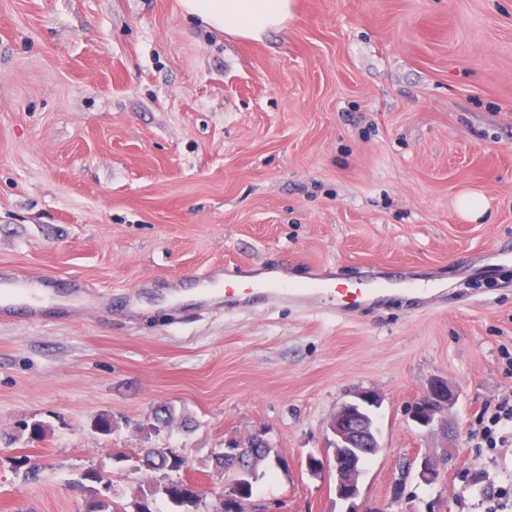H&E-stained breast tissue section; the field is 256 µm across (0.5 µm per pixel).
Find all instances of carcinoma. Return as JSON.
I'll list each match as a JSON object with an SVG mask.
<instances>
[{
  "instance_id": "obj_1",
  "label": "carcinoma",
  "mask_w": 512,
  "mask_h": 512,
  "mask_svg": "<svg viewBox=\"0 0 512 512\" xmlns=\"http://www.w3.org/2000/svg\"><path fill=\"white\" fill-rule=\"evenodd\" d=\"M279 456L277 449L270 444H261L255 450L251 467L257 477L261 478L265 472L262 466H270L272 460ZM190 467L189 457L182 451L172 448H147L143 451V466L136 472L135 480L139 481L153 474H160V478L151 481L147 488L139 491L133 499L126 502L115 501L100 493L95 485L102 482L101 475L90 470L83 476V480L92 483L87 489V499L91 505L90 512H153L150 503L153 497L161 495L174 507L175 512H201L200 506L204 498L191 492L180 491L181 472Z\"/></svg>"
}]
</instances>
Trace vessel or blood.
Segmentation results:
<instances>
[{
  "instance_id": "b4317fda",
  "label": "vessel or blood",
  "mask_w": 512,
  "mask_h": 512,
  "mask_svg": "<svg viewBox=\"0 0 512 512\" xmlns=\"http://www.w3.org/2000/svg\"><path fill=\"white\" fill-rule=\"evenodd\" d=\"M404 295L410 296L415 307L425 308L445 300V291L424 288L406 281L402 284ZM390 291L364 284L359 288H342L335 282L325 281L313 286H300L271 279L259 282L245 270H238L224 277V308L228 311H246L259 304H286L304 306L330 316H343L349 312L381 305ZM28 301L31 310L43 308L39 292L29 289L28 282L10 276L0 277V312L12 309L14 302Z\"/></svg>"
}]
</instances>
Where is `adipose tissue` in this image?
Listing matches in <instances>:
<instances>
[{"label":"adipose tissue","mask_w":512,"mask_h":512,"mask_svg":"<svg viewBox=\"0 0 512 512\" xmlns=\"http://www.w3.org/2000/svg\"><path fill=\"white\" fill-rule=\"evenodd\" d=\"M180 6L214 31L258 41L287 24L294 0H180Z\"/></svg>","instance_id":"adipose-tissue-1"}]
</instances>
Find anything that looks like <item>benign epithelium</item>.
<instances>
[{"label":"benign epithelium","mask_w":512,"mask_h":512,"mask_svg":"<svg viewBox=\"0 0 512 512\" xmlns=\"http://www.w3.org/2000/svg\"><path fill=\"white\" fill-rule=\"evenodd\" d=\"M455 394L448 384L436 380L426 388L408 406V418L419 429H433L445 426V415L453 405ZM380 403L379 395L374 391H360L353 399L343 403L328 422L326 431L331 435L327 450L331 451L335 471L334 491L336 499L350 503L348 512H358L355 501L361 497L364 468L362 460L375 456L381 449L379 427L373 409ZM253 449L238 444L224 448V460L228 467L224 473L231 478L224 479L221 491L216 493L210 487L192 485L202 495L216 494L224 499V504L233 501L244 505L245 512H272L269 503L255 500L245 493L251 481L247 466L248 455ZM448 460V453L440 456L417 454L412 461L419 462V478L425 485H433L439 479V463Z\"/></svg>","instance_id":"benign-epithelium-1"}]
</instances>
